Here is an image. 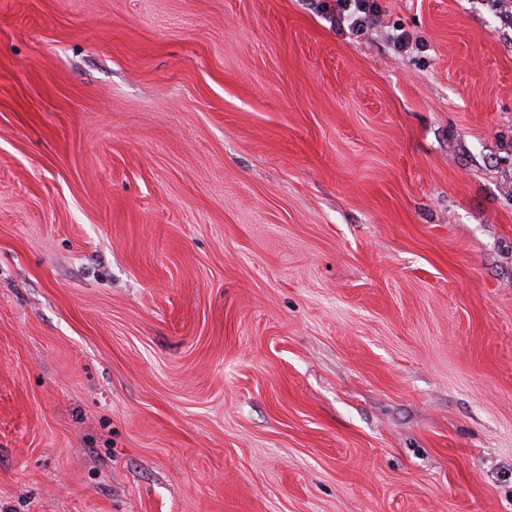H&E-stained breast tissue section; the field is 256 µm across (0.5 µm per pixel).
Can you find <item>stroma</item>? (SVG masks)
I'll return each mask as SVG.
<instances>
[{
    "mask_svg": "<svg viewBox=\"0 0 512 512\" xmlns=\"http://www.w3.org/2000/svg\"><path fill=\"white\" fill-rule=\"evenodd\" d=\"M379 3L0 0V512H512V0ZM332 5L317 3L325 19L341 32L360 35L374 22L380 12L377 0H332Z\"/></svg>",
    "mask_w": 512,
    "mask_h": 512,
    "instance_id": "obj_1",
    "label": "stroma"
}]
</instances>
